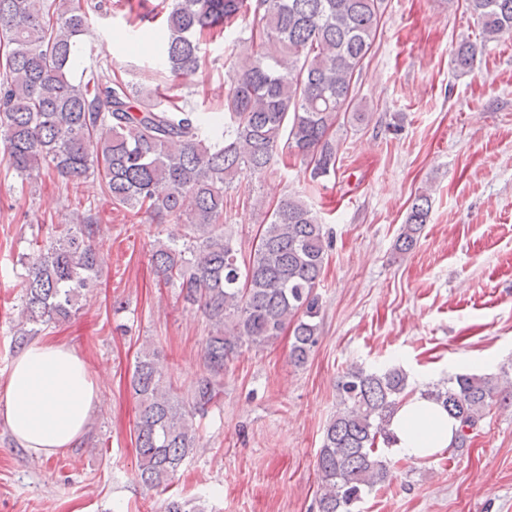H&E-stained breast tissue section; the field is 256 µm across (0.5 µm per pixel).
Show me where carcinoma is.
I'll return each mask as SVG.
<instances>
[{
  "label": "carcinoma",
  "instance_id": "cac0c4a2",
  "mask_svg": "<svg viewBox=\"0 0 512 512\" xmlns=\"http://www.w3.org/2000/svg\"><path fill=\"white\" fill-rule=\"evenodd\" d=\"M384 0H174L169 38L157 64L178 75L202 66V45L228 38L237 19L257 21L256 50L239 61L224 89V111L178 105L145 93L101 61L87 79L71 78L77 37L103 0H0V142L7 169L32 183L56 174L77 185L92 176L112 205L133 217L184 224L183 239L159 241L152 263L159 282L177 287L207 318L203 373L190 397L164 377L158 350L137 353L131 388L137 469L149 488H164L199 447L196 417L224 392V369L244 346L263 348L289 329L290 362L304 364L318 343L315 293L329 234L298 193L276 202L249 256L224 234V197L234 182L299 158L309 181L336 174L339 147L329 136L340 115L353 122L354 78L377 37ZM478 40L452 51L454 69H473L486 43L512 39V0H465ZM431 195L412 201L394 248L409 253L431 212ZM95 218L71 223L33 243L27 257L13 347L44 328L68 323L105 263ZM399 369L351 367L336 391L344 410L328 423L317 457V512H354L363 496L390 485L379 451L393 443L391 417L408 397ZM424 396L459 420L463 449L494 398L512 397L495 376L459 373ZM165 512H206L198 498L171 500Z\"/></svg>",
  "mask_w": 512,
  "mask_h": 512
}]
</instances>
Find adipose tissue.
Masks as SVG:
<instances>
[{"label": "adipose tissue", "mask_w": 512, "mask_h": 512, "mask_svg": "<svg viewBox=\"0 0 512 512\" xmlns=\"http://www.w3.org/2000/svg\"><path fill=\"white\" fill-rule=\"evenodd\" d=\"M100 403L97 376L65 342L35 341L12 362L0 417L17 443L51 456L74 447ZM459 428L440 404L416 394L403 402L390 421L393 455L425 459L452 446Z\"/></svg>", "instance_id": "adipose-tissue-1"}]
</instances>
